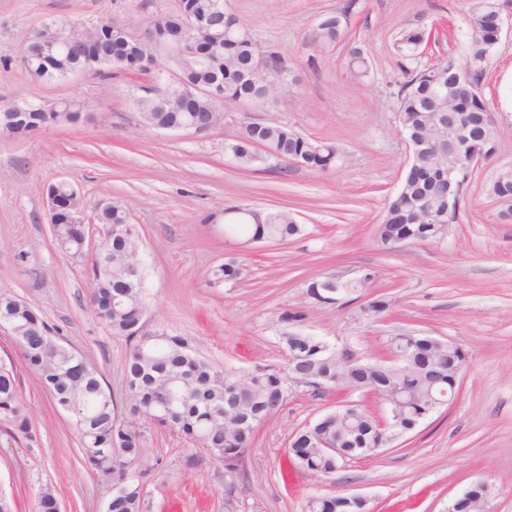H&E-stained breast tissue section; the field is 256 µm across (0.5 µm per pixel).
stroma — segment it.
I'll list each match as a JSON object with an SVG mask.
<instances>
[{
  "label": "stroma",
  "instance_id": "1",
  "mask_svg": "<svg viewBox=\"0 0 512 512\" xmlns=\"http://www.w3.org/2000/svg\"><path fill=\"white\" fill-rule=\"evenodd\" d=\"M353 2L334 50L314 55L312 30L325 16ZM476 0H224V8L259 43L278 45L294 77L278 103L258 117L305 135L329 139L341 158L325 171L285 165L245 170L224 150V132L246 120L231 109L213 129L166 132L144 127L134 99L138 78L105 83L79 75L38 83L13 53L24 36L49 20L87 26L116 16L140 31L178 0H0V103L48 104L77 100L86 117L0 138V294L42 313L65 340L102 371L116 399L126 394L129 344L112 335L87 306L96 233L81 256L57 250L47 215V188L67 181L86 205L109 196L130 206L142 241L147 329L187 338L201 356L237 372L262 364L285 365L279 320L304 311L298 331L357 344L369 358L386 353L384 338L416 332L460 345L468 357L460 392L450 407L429 416L406 439L333 477L292 473L289 438L331 410L333 395L316 398L295 389L285 407L256 434L236 484L238 512H306L310 493L337 487L369 498L373 512H446L472 481L491 488L490 512H512V220L486 187L501 163L512 161V36L490 57L481 91L507 135L496 158L475 173L459 223L441 242L382 245L376 230L390 197L409 169L398 131L395 80L399 28L436 27L451 41L428 46L433 64L463 44ZM363 49L368 78L345 68L349 47ZM248 204L288 209L303 227L286 242L245 248L224 238L225 207ZM243 276L221 288L206 276L228 259ZM373 271L390 309L374 323L353 318L355 302L316 306L306 290L329 273L352 278ZM20 393L38 442L30 448L0 443V488L16 512H34L39 487L52 485L66 512H104L112 487L81 460L78 436L36 376L19 371ZM190 449L177 433L151 428L137 471L151 512H224V468L215 461L190 465Z\"/></svg>",
  "mask_w": 512,
  "mask_h": 512
}]
</instances>
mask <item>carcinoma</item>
<instances>
[{
  "label": "carcinoma",
  "mask_w": 512,
  "mask_h": 512,
  "mask_svg": "<svg viewBox=\"0 0 512 512\" xmlns=\"http://www.w3.org/2000/svg\"><path fill=\"white\" fill-rule=\"evenodd\" d=\"M219 0H182L178 12L160 13L149 24L159 37L137 48L127 60L112 55V47L124 44L127 28L118 18L99 26L69 28L60 23V37L90 40L89 49L78 55L62 46L47 49L30 33L17 49L28 60V75L40 83L67 78L82 58L90 73L105 81L112 71L124 70L153 83L168 86L173 105L145 94L136 99L142 123L151 129L194 125L206 127L217 113L218 101L187 90L219 81L223 103L242 108H263L278 101L281 87L288 82L290 68L282 51L263 46L252 31L218 5ZM500 12L498 0H478L470 12L469 28L482 36L470 51L471 81L479 85L496 43L491 41L494 23ZM339 16L323 19L311 33V44L321 54L340 41ZM439 44V31L403 28L395 38L403 80L397 83L396 112L400 132L424 140L445 134L448 113H464L471 119L488 111L485 99L459 92L452 69L460 62L448 53L432 65H422L418 56L427 44ZM268 54L274 68L250 72L253 60ZM347 69L354 77L368 74L369 64L361 48L350 50ZM21 115L25 128L38 129L46 123L77 124L81 107L64 102L49 110L27 102L0 105V114ZM472 148L476 154L492 159L502 145L503 132L497 127H472ZM265 149L258 150L251 142ZM224 148L237 166L249 169L259 164L276 167L289 159L311 171L326 170L340 159L336 143L306 136L288 126L267 122L257 127L243 122L224 133ZM448 156L423 152L414 161L398 192L386 206L378 238L384 244L415 243L435 232V226L459 223L466 204L467 183L460 182L455 196L448 198V183L442 171ZM487 194L512 201V177L492 180ZM98 219L115 231L105 242L103 253L92 265V288L88 305L95 317L114 336L131 342L127 356L126 397L117 402L99 368L74 351L40 312L27 303L0 295V324L13 331L22 352L25 368L36 375L58 410L72 421L79 436L82 460L101 481L112 486L113 495L105 512H150L148 492L133 472L144 433L150 427L175 430L209 457L224 465L225 512H234V484L250 454L257 428L272 418L287 402L294 380L311 394L319 396L330 388L377 390L383 400L398 394L405 402L398 430L436 413L434 399L448 398V389L459 384L466 355L460 348L446 346L426 359V337L410 332L390 336L397 349L406 351L415 365L390 370L381 362L366 357L350 342L340 346L320 336L289 331L282 336L291 366L258 365L241 378L237 372L215 365L200 356L189 342L155 330L142 332L146 312L145 271L140 259V236L129 223V208L121 199L99 200ZM236 206L224 208L228 221L224 234L242 242L264 239L283 242L302 232L301 225L286 210H255L252 216L234 214ZM53 237L66 256L83 253L84 229L79 224H57ZM244 272L242 264L231 261L207 274V285L220 288L236 281ZM388 300L378 295L357 307L360 320H371L387 311ZM392 432L381 433L376 420L361 405H352L341 415L328 411L301 429L288 454L294 466L315 476L330 478L338 471L339 459L319 452L317 444L326 442L342 449L347 459L370 455L369 449L392 444ZM0 436L8 445H30L37 441L27 406L19 394V378L13 360L0 359ZM56 499L44 486L35 497V512H52ZM308 512H366V506L339 494L333 497L316 492L308 497Z\"/></svg>",
  "instance_id": "carcinoma-1"
}]
</instances>
